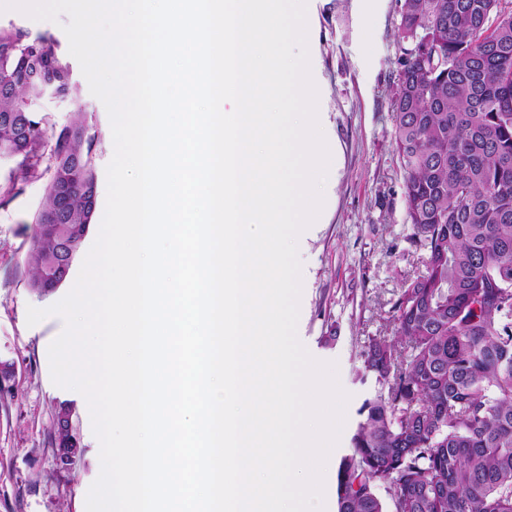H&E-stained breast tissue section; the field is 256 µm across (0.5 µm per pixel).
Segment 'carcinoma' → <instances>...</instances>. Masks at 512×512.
<instances>
[{
    "mask_svg": "<svg viewBox=\"0 0 512 512\" xmlns=\"http://www.w3.org/2000/svg\"><path fill=\"white\" fill-rule=\"evenodd\" d=\"M403 61L392 101L409 240L394 334L369 337L337 470L338 512H512V7L505 0H400ZM51 35L0 28V155L45 180L31 224L28 288L80 256L98 208V136ZM388 485L389 500L376 485Z\"/></svg>",
    "mask_w": 512,
    "mask_h": 512,
    "instance_id": "obj_1",
    "label": "carcinoma"
}]
</instances>
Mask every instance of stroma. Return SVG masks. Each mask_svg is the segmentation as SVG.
<instances>
[{
    "label": "stroma",
    "instance_id": "1",
    "mask_svg": "<svg viewBox=\"0 0 512 512\" xmlns=\"http://www.w3.org/2000/svg\"><path fill=\"white\" fill-rule=\"evenodd\" d=\"M399 0H307L311 73L321 91L318 109L327 142L337 150L323 184L321 223L298 239L304 273L297 334L317 360L337 366L348 393L344 430L335 456L351 450L356 411L373 391L360 382L359 353L369 337L393 336L392 305L406 276L421 265L410 244L404 172L392 141V100L402 59ZM73 77L82 83L81 69ZM37 110L63 124L81 109L99 137L96 168L105 174L113 157L104 104L84 87L74 99L44 97ZM44 201V184L24 183L0 202V361L13 364L0 384V512H86V496L99 472V442L86 399L56 386L49 346L62 332L60 317L28 325L29 307L47 308L67 288L39 296L27 286L30 226ZM70 412L80 451L61 466L54 419Z\"/></svg>",
    "mask_w": 512,
    "mask_h": 512
}]
</instances>
